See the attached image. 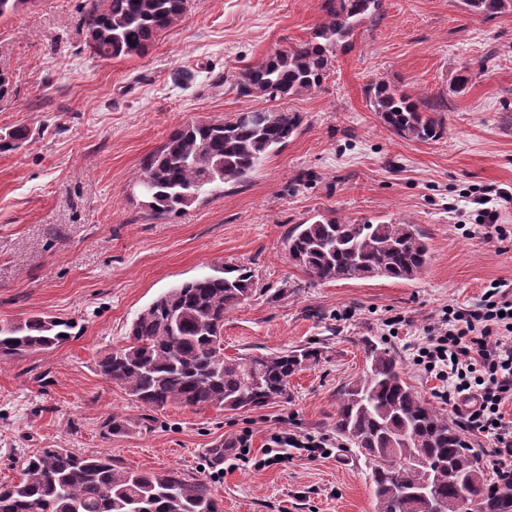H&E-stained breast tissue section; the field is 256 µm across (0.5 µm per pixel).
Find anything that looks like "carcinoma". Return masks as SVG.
<instances>
[{
	"label": "carcinoma",
	"mask_w": 512,
	"mask_h": 512,
	"mask_svg": "<svg viewBox=\"0 0 512 512\" xmlns=\"http://www.w3.org/2000/svg\"><path fill=\"white\" fill-rule=\"evenodd\" d=\"M383 0H322L323 19L297 45L246 69L243 96L286 100L321 87L338 48L381 10ZM189 0H84L85 43L102 59L140 56L187 11ZM474 17L512 7V0H462ZM383 126L397 136L431 141L443 126L430 106L379 82L371 98ZM296 112L255 108L229 121L197 122L171 131L138 178L155 216L182 212L206 191L244 182L296 132ZM288 256L315 282L375 278L413 281L429 246L415 224H351L332 219L297 224ZM257 292L251 270L226 265L176 285L153 300L128 328L126 344L95 363V371L147 408L254 409L288 398L290 378L319 361L317 346L267 353L224 354V315ZM72 321L42 314L0 326V358L8 361L59 345ZM369 365L336 398L333 430L370 463L375 512H428L407 494L423 477L414 458L432 457L435 497L446 512H512V482H496L479 466L460 424L429 404L405 379L387 347L367 349ZM0 512H221L201 480L174 471L118 468L107 456L42 448L30 455L22 478L0 484Z\"/></svg>",
	"instance_id": "cac0c4a2"
}]
</instances>
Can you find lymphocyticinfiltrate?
<instances>
[{
  "mask_svg": "<svg viewBox=\"0 0 512 512\" xmlns=\"http://www.w3.org/2000/svg\"><path fill=\"white\" fill-rule=\"evenodd\" d=\"M414 359L446 382L445 405L492 438L496 476L512 480V427L500 411L512 400V292L493 285L477 309H446Z\"/></svg>",
  "mask_w": 512,
  "mask_h": 512,
  "instance_id": "1",
  "label": "lymphocytic infiltrate"
}]
</instances>
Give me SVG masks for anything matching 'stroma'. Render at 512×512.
<instances>
[{
	"mask_svg": "<svg viewBox=\"0 0 512 512\" xmlns=\"http://www.w3.org/2000/svg\"><path fill=\"white\" fill-rule=\"evenodd\" d=\"M83 0H28L0 18V323L43 312L79 323L68 343L0 363V484L18 481L41 448L105 455L134 471L209 484L223 512H374L371 470L355 451L220 471L212 449L251 435H332L341 385L366 369L367 343L391 348L406 379L441 406L442 384L413 362L447 307H478L512 284V11L475 18L461 0H383L380 15L338 52L320 89L278 104L296 134L246 182L157 217L142 206L143 160L175 127L228 121L265 99L242 96L247 66L289 49L321 22V0H190L142 56L104 60L87 48ZM474 76L450 91L463 65ZM383 81L428 102L444 132L408 141L385 129L369 90ZM505 234L471 233L479 192ZM418 225L430 259L418 279L317 283L286 237L315 215ZM234 263L258 291L224 319V352L313 343L321 362L294 375L288 400L253 411L148 409L99 376L141 309L168 288ZM126 430L110 434L112 417Z\"/></svg>",
	"mask_w": 512,
	"mask_h": 512,
	"instance_id": "35a3bbf8",
	"label": "stroma"
}]
</instances>
